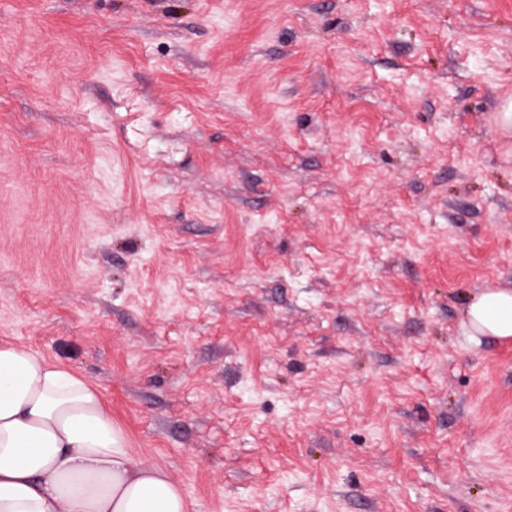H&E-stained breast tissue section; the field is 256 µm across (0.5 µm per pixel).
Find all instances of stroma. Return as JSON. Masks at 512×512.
Masks as SVG:
<instances>
[{"label": "stroma", "mask_w": 512, "mask_h": 512, "mask_svg": "<svg viewBox=\"0 0 512 512\" xmlns=\"http://www.w3.org/2000/svg\"><path fill=\"white\" fill-rule=\"evenodd\" d=\"M512 0H0V342L191 512H512ZM468 326L480 336L512 339V290L486 288L477 292L465 310Z\"/></svg>", "instance_id": "1"}]
</instances>
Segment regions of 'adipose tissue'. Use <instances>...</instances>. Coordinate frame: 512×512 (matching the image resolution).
<instances>
[{"label":"adipose tissue","instance_id":"adipose-tissue-1","mask_svg":"<svg viewBox=\"0 0 512 512\" xmlns=\"http://www.w3.org/2000/svg\"><path fill=\"white\" fill-rule=\"evenodd\" d=\"M480 336L512 339V290L477 292ZM0 512H189L160 468L135 461L98 388L41 354L0 344Z\"/></svg>","mask_w":512,"mask_h":512}]
</instances>
